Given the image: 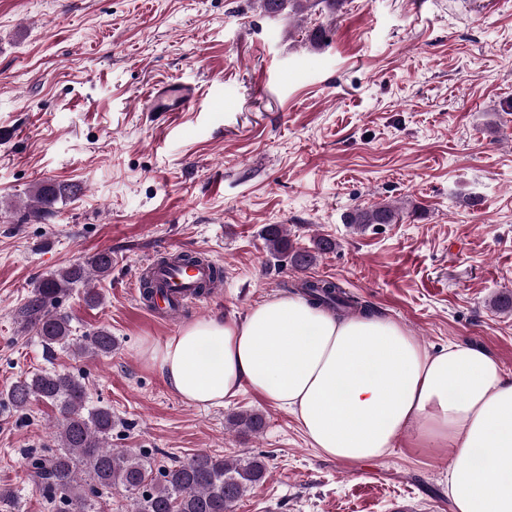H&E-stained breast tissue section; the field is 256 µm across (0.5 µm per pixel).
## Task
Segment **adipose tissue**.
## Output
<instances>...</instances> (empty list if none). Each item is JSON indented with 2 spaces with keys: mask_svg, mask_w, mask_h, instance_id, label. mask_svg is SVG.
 <instances>
[{
  "mask_svg": "<svg viewBox=\"0 0 512 512\" xmlns=\"http://www.w3.org/2000/svg\"><path fill=\"white\" fill-rule=\"evenodd\" d=\"M142 355L182 401L220 407L251 390L334 459L380 458L412 429L450 443L455 512H512V376L472 344L432 352L395 321L282 294L238 320L190 322Z\"/></svg>",
  "mask_w": 512,
  "mask_h": 512,
  "instance_id": "ef3b65f1",
  "label": "adipose tissue"
}]
</instances>
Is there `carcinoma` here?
<instances>
[{"instance_id":"cac0c4a2","label":"carcinoma","mask_w":512,"mask_h":512,"mask_svg":"<svg viewBox=\"0 0 512 512\" xmlns=\"http://www.w3.org/2000/svg\"><path fill=\"white\" fill-rule=\"evenodd\" d=\"M260 12L268 17L284 13L298 18V30L306 41L320 45L326 38L322 25L307 26L316 9L330 15L343 0H254ZM72 184L41 183L32 190L31 213L38 217L53 213L56 205L76 194ZM398 211L380 204L349 215V223L394 224ZM263 239L270 254L290 256L300 269L312 265L317 255L334 249L329 239L317 242V253L292 248L287 229L282 224H267ZM112 271V254L99 251L54 274L40 279L32 296L23 306L22 316L36 330L41 342L51 349L58 345L78 356L109 354L115 345L112 333L100 328L82 339L73 337L70 319L58 311L60 299L73 288L89 283L94 277L104 278ZM302 294L314 306L336 313L366 306L347 295L331 279L304 280L298 284ZM33 399L51 403L57 409L56 439L58 449L35 458L34 465L44 480L43 493L58 512H101L99 499L114 488L127 493L133 512H234V506L251 488L263 482L267 465L261 455L227 459L207 451H199L169 467L153 469L144 455L107 446L112 435V411L104 406H89L88 388L82 379L64 371H45L16 381L7 400L16 409L26 408ZM228 424L244 432L257 433L264 418L256 412H237ZM84 477H77L78 473Z\"/></svg>"}]
</instances>
